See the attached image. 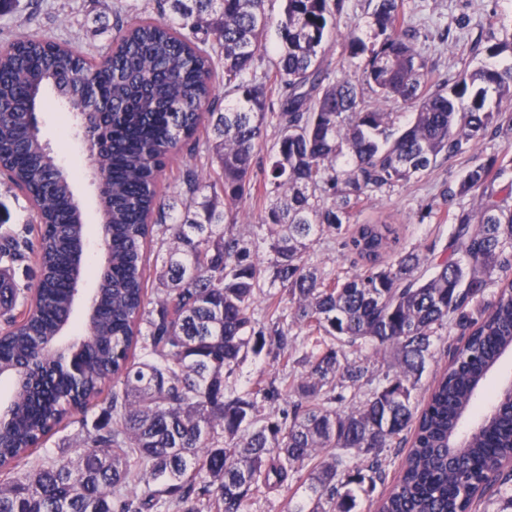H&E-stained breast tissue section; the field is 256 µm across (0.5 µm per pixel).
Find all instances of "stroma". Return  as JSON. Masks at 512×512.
<instances>
[{"mask_svg": "<svg viewBox=\"0 0 512 512\" xmlns=\"http://www.w3.org/2000/svg\"><path fill=\"white\" fill-rule=\"evenodd\" d=\"M126 2V11L118 13L113 0H23L20 13L0 16V44L36 34L84 51L107 49L117 20H131L140 12L150 18L158 15L156 0ZM367 6V0H349L325 44L326 63L333 78L344 74V39L362 27ZM403 9L410 24L419 31L418 47L429 61V81L433 84L447 80L463 67L486 63L485 53L475 46L476 40L485 36L491 23L512 19V0H403ZM36 118L43 142L70 173L74 191L83 203L86 247L79 283L82 302L77 305L69 328L70 335L75 336L86 320L83 302L95 290L96 274L105 261L91 182V152L79 136L67 132L70 116L54 100H47ZM469 164L466 157L437 163L422 180L365 200L361 220L389 217L409 247L444 243L450 226L429 215L427 206L442 190L454 185Z\"/></svg>", "mask_w": 512, "mask_h": 512, "instance_id": "stroma-1", "label": "stroma"}]
</instances>
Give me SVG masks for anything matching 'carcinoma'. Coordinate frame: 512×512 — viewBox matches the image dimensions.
Masks as SVG:
<instances>
[{
    "label": "carcinoma",
    "instance_id": "carcinoma-1",
    "mask_svg": "<svg viewBox=\"0 0 512 512\" xmlns=\"http://www.w3.org/2000/svg\"><path fill=\"white\" fill-rule=\"evenodd\" d=\"M368 2L373 40L348 34L359 63L336 80L324 43L347 0H284L275 22L265 0H160L170 20L117 25L96 58L38 37L0 49V172L7 191L35 200L26 224L0 232V377L14 386L0 408V512H248L304 470L293 512H355L356 490L383 479L385 450L409 435L377 512H472L493 488L512 455V398L497 390L493 416L464 421L512 350V181H502L512 156L472 158L432 200L428 212L451 224L440 248H409L393 224L358 213L438 162L512 136V23L486 38V56L507 59L430 84L402 0ZM273 23L277 59L261 71ZM219 67L236 99L222 110ZM48 87L76 119L88 113L102 180L106 260L85 334L69 342L75 373L40 348L70 325L85 239L69 175L28 122ZM202 128L211 137L189 153L184 198L164 199L166 160ZM257 195L268 205L242 233L238 209ZM326 232L358 272L318 271L312 251ZM150 241L165 248L153 302ZM451 325L465 341L418 408L413 393ZM366 346L386 370L348 359ZM265 348L280 379L236 389L240 364ZM284 397L288 409L266 412ZM96 406L75 456H31Z\"/></svg>",
    "mask_w": 512,
    "mask_h": 512
}]
</instances>
